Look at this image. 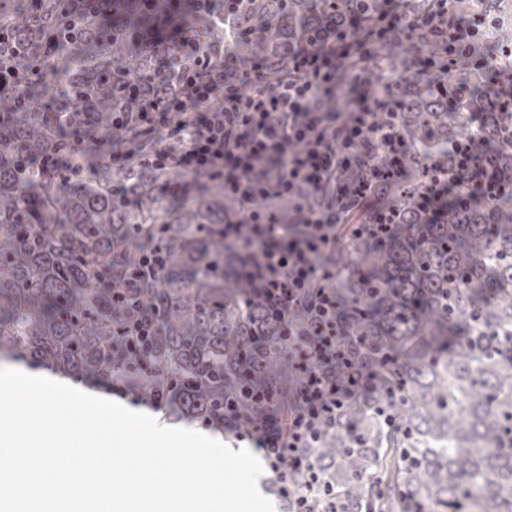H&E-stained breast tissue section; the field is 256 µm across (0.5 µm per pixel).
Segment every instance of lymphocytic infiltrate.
<instances>
[{
    "instance_id": "lymphocytic-infiltrate-1",
    "label": "lymphocytic infiltrate",
    "mask_w": 512,
    "mask_h": 512,
    "mask_svg": "<svg viewBox=\"0 0 512 512\" xmlns=\"http://www.w3.org/2000/svg\"><path fill=\"white\" fill-rule=\"evenodd\" d=\"M481 21V15L460 14L450 0H434L433 9L415 16L408 14L407 0H370L365 10L342 20L321 16L289 45L288 67L276 78L230 56L192 69L181 57L169 58L176 93L141 98L138 111L117 113L113 120L119 129L141 124L154 133L153 166L220 176L225 197L239 205L240 220L224 224L225 269L279 320L298 388L287 415L249 421L239 406H228L224 428L254 441L291 512H336L333 488L309 451L348 404L376 390L380 377L359 368V344L346 336L327 286L335 272L321 259L348 239L376 244L390 236L396 217L391 204L379 205L358 224L347 223L344 210L408 176L415 144L395 90L405 75L436 67L416 53L405 74L372 70L367 44L387 37L409 41L418 30L447 34L449 53H465L478 77H499L488 103L505 131L501 145L511 146L512 64L488 66ZM176 135L182 145L173 152L167 141ZM492 151L473 134L425 155L420 162L429 177L414 209L431 217L450 197L471 206L511 194L484 161ZM271 195L303 197L310 204L284 221L262 208ZM145 286L144 279L125 274L115 295L129 302L115 340L133 356L145 353L159 327ZM298 310L306 313V323L292 321Z\"/></svg>"
}]
</instances>
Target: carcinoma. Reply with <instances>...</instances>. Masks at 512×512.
I'll use <instances>...</instances> for the list:
<instances>
[{
    "label": "carcinoma",
    "instance_id": "obj_1",
    "mask_svg": "<svg viewBox=\"0 0 512 512\" xmlns=\"http://www.w3.org/2000/svg\"><path fill=\"white\" fill-rule=\"evenodd\" d=\"M226 26L196 14L185 52L166 32L190 0H111L112 26L97 24L90 0H0V362H25L134 387L140 368L112 347L123 305L112 299L127 254L151 237L165 254L145 289L163 314L144 356L159 385L142 392L172 416L205 423L224 417L225 398L254 378L270 403L242 402L247 416L277 413L297 378L263 302L224 272V215L237 209L215 176L177 180L138 154L113 173L123 193L71 169L38 173L28 162L52 144L81 146L74 105L97 118L127 112L124 87L171 89L165 57L190 62L204 48L232 50L267 73L287 61L288 39L315 21L309 0H216ZM436 41L371 46L372 60L400 70ZM433 74L396 88L417 150L454 139ZM460 111L487 113L477 134L496 140L487 96L463 93ZM512 179V149L495 154ZM416 174L385 195L397 208L392 238L351 239L326 263L350 338L390 353L384 389L345 408L309 454L330 476L339 512H512V197L430 219L412 210Z\"/></svg>",
    "mask_w": 512,
    "mask_h": 512
}]
</instances>
